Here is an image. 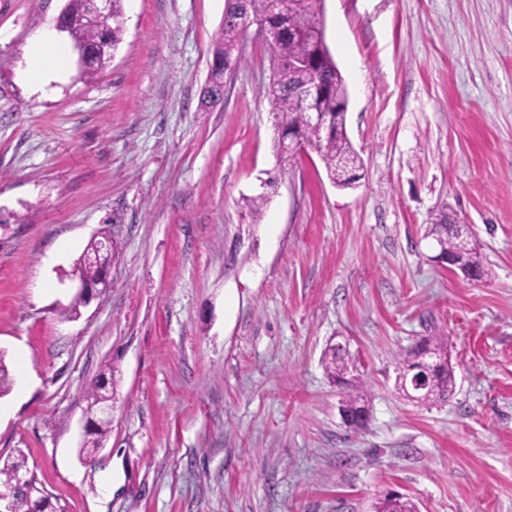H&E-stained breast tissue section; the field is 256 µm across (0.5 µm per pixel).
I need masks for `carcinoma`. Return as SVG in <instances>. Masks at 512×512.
<instances>
[{"label": "carcinoma", "mask_w": 512, "mask_h": 512, "mask_svg": "<svg viewBox=\"0 0 512 512\" xmlns=\"http://www.w3.org/2000/svg\"><path fill=\"white\" fill-rule=\"evenodd\" d=\"M123 0H112L109 18L104 24L97 23L90 15L86 0H66L59 20L72 39L74 47L84 52L81 76L93 82L104 72L112 59V51L122 41L125 30ZM248 16L278 32V40L268 45L271 59L278 63L276 81L265 93L271 101L272 116L286 132H298L307 145L313 148L323 163L327 176L338 187L353 183L354 171L360 158L347 132L348 90L345 80L334 62L325 36L324 0H281V7L272 12L269 0H226V10L221 27L215 37L212 50L210 77L205 88V102L214 104L223 96L224 76L230 67L242 62L241 46L246 33L242 17ZM304 58L309 65L304 68H289L288 64ZM319 85L322 96L317 101L326 123L323 126L309 121L301 112L300 93ZM430 233L440 241L450 254H460L465 264L475 268L478 276L484 269L476 253L470 249L460 251L467 235L466 228L456 224L448 213L442 211L431 225ZM96 249V241L87 245L76 264V273L86 280L95 281L99 276L96 264L88 255ZM326 370L336 381H344L347 400L344 407L351 414L364 406L360 387L348 378L351 363L346 350L331 347L326 354ZM455 386L452 369L435 377L424 391L422 402L441 403L448 400ZM113 369L101 373L88 389L90 403L105 406L112 400ZM112 413H98L84 439L83 447L100 448L111 431ZM26 469L24 460L18 459L0 465V484L8 489L10 512H56L51 499L35 500L31 492L14 485V475ZM376 512H416V506L407 497H385L376 507Z\"/></svg>", "instance_id": "carcinoma-1"}]
</instances>
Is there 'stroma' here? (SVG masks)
<instances>
[{
    "label": "stroma",
    "instance_id": "obj_1",
    "mask_svg": "<svg viewBox=\"0 0 512 512\" xmlns=\"http://www.w3.org/2000/svg\"><path fill=\"white\" fill-rule=\"evenodd\" d=\"M65 4L0 0V462L24 456L59 512H374L391 491L417 512H512V0H325L362 161L345 189L314 150L279 158L255 33L202 104L224 0H124L102 77L61 34L66 67L34 91L30 38ZM443 211L487 276L436 262ZM100 232L111 286L61 320ZM428 336L448 339L443 403L397 380ZM338 342L359 429L324 365ZM108 364L112 430L89 455ZM101 373L88 389L90 404L105 406L112 400L113 369L112 366Z\"/></svg>",
    "mask_w": 512,
    "mask_h": 512
}]
</instances>
